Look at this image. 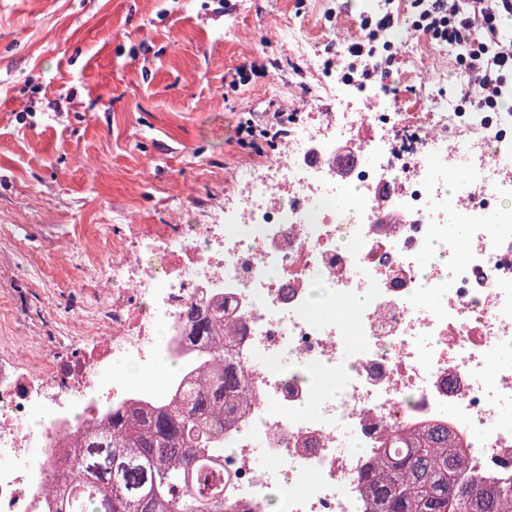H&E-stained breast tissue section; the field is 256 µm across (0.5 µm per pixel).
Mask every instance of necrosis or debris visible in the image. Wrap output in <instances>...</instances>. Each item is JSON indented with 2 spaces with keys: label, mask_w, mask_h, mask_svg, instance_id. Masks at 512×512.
<instances>
[{
  "label": "necrosis or debris",
  "mask_w": 512,
  "mask_h": 512,
  "mask_svg": "<svg viewBox=\"0 0 512 512\" xmlns=\"http://www.w3.org/2000/svg\"><path fill=\"white\" fill-rule=\"evenodd\" d=\"M346 44L326 64L294 39L336 101L238 170L223 223L188 224L179 209L115 248L100 276L101 359L87 361L77 335L78 371L34 383L0 370V512H49L63 440L107 411L179 397L202 351L181 315L199 300L236 321L232 357L257 393L218 437L224 493L252 512L270 500L276 512H362V476L402 422L446 424L472 473L512 479V426L500 421L512 401V113L439 93L433 111H402L350 79ZM316 300L348 320L316 319ZM161 363L175 368L162 383Z\"/></svg>",
  "instance_id": "obj_1"
}]
</instances>
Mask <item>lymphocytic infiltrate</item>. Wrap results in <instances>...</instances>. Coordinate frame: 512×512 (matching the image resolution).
Instances as JSON below:
<instances>
[{"label":"lymphocytic infiltrate","instance_id":"obj_1","mask_svg":"<svg viewBox=\"0 0 512 512\" xmlns=\"http://www.w3.org/2000/svg\"><path fill=\"white\" fill-rule=\"evenodd\" d=\"M415 26L430 39L464 46L459 67L470 82L479 86L477 105L499 111L512 100V37L503 33L505 21L512 20V0H414ZM394 16L364 15L361 24L367 38L350 43L347 53L360 62V81L381 73L383 66L371 55V41L392 27Z\"/></svg>","mask_w":512,"mask_h":512}]
</instances>
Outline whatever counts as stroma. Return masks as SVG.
I'll use <instances>...</instances> for the list:
<instances>
[{
	"instance_id": "stroma-1",
	"label": "stroma",
	"mask_w": 512,
	"mask_h": 512,
	"mask_svg": "<svg viewBox=\"0 0 512 512\" xmlns=\"http://www.w3.org/2000/svg\"><path fill=\"white\" fill-rule=\"evenodd\" d=\"M365 3L0 0V363L28 380L70 367L47 303L91 308V260L111 261L132 227L170 223L176 196L220 222L236 169L275 151L272 117L300 81L268 30L303 31L322 57ZM467 83L450 53L422 84L403 48L386 81L403 102Z\"/></svg>"
}]
</instances>
